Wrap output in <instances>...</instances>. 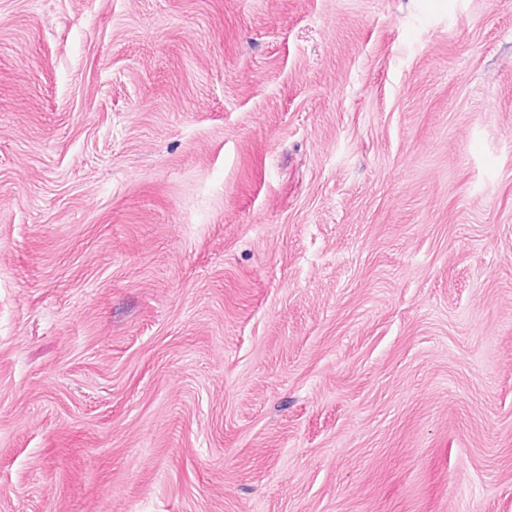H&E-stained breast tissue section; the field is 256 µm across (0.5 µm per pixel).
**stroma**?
Returning a JSON list of instances; mask_svg holds the SVG:
<instances>
[{
    "instance_id": "1",
    "label": "stroma",
    "mask_w": 512,
    "mask_h": 512,
    "mask_svg": "<svg viewBox=\"0 0 512 512\" xmlns=\"http://www.w3.org/2000/svg\"><path fill=\"white\" fill-rule=\"evenodd\" d=\"M0 512H512V0H0Z\"/></svg>"
}]
</instances>
